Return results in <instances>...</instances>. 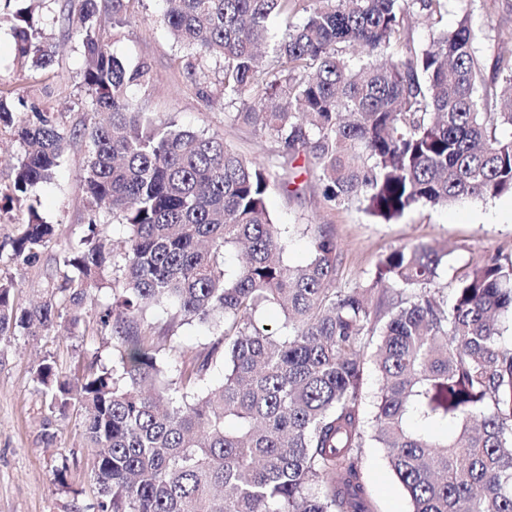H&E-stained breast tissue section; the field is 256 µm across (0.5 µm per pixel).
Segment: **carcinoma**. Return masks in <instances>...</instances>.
<instances>
[{"label": "carcinoma", "instance_id": "obj_1", "mask_svg": "<svg viewBox=\"0 0 512 512\" xmlns=\"http://www.w3.org/2000/svg\"><path fill=\"white\" fill-rule=\"evenodd\" d=\"M73 33L93 113L84 125L82 182L91 204L126 228L108 243L97 220L63 257L41 301L16 302L0 279V338L61 333L90 320L119 358L66 373L44 358L33 380L48 409L83 412L96 449L95 512H372L359 459L384 449L410 512H512V257L488 255L456 277L452 299L434 288L443 255L428 245L390 250L365 287L339 288L341 249L318 226L302 265L284 258L288 227L266 198L299 158L326 201L356 203L390 222L423 205L512 193V49L486 77L470 14L403 43L419 10L437 25L447 0H162V23L187 51L222 61L233 118L278 145L277 171L224 141L144 112L129 95L151 80L126 67L100 35L97 0H79ZM133 0H112L126 25ZM29 3L11 24L18 53L39 68L55 51ZM301 13L277 41L274 14ZM358 46L349 57L345 46ZM0 126L23 152L13 193L51 180L66 135L47 113H16L0 98ZM55 228L32 216L11 260L36 263ZM236 253L237 264L225 256ZM116 288L102 294L107 281ZM283 313L275 331L256 316ZM213 328L203 358L149 341L147 310ZM382 378L372 423L359 398L366 365ZM224 377L209 382L217 360Z\"/></svg>", "mask_w": 512, "mask_h": 512}]
</instances>
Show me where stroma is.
<instances>
[{
  "label": "stroma",
  "mask_w": 512,
  "mask_h": 512,
  "mask_svg": "<svg viewBox=\"0 0 512 512\" xmlns=\"http://www.w3.org/2000/svg\"><path fill=\"white\" fill-rule=\"evenodd\" d=\"M77 0H47L38 17L57 46L55 64L34 68L15 50L9 24L0 25V95L13 110L37 104L54 115L67 135L65 151L50 183L41 186L32 202L12 200L13 166L21 145L10 128L0 129V277L14 279L16 300L27 304L34 289L44 286L70 243L84 236L91 218L101 220L103 237L116 240L125 229L106 222L104 209L89 204L81 186L87 146L82 135L92 115L90 97L81 83L84 60L72 31ZM159 0H136L129 26L113 30L111 17H104L102 33L112 54L125 65L147 63L153 78L149 84L131 87L130 93L143 111L154 118L218 137L247 160L271 165L275 145L253 128L234 120L242 102H225L219 82L221 62L190 55L169 35L160 20ZM471 14L479 32V54L485 67H492L503 49V39L512 34V0H448L442 27L455 29L463 14ZM204 68L210 80L199 87L191 70ZM268 208L277 223L289 229L285 257L300 265L310 257L311 225H323L341 248L339 283L367 284L377 263L391 249L425 243L444 250L446 256L436 282L451 293L454 275L465 265L485 255L512 254V194L468 200L451 207H419L390 224L381 223L357 205L330 206L322 186L304 169L286 180L272 183ZM54 225L56 234L39 263L31 268L10 264L12 241L25 228L29 209ZM213 335L192 323L175 336L155 339L160 355L172 349L188 356L205 355ZM110 335L95 324L82 321L67 337L48 335L38 339L11 336L0 339V512H65L69 504L88 507L96 491L89 481L94 460L92 449L81 438L80 410L50 416L49 399L32 380L31 367L39 359L55 360L62 370L93 358L112 361ZM67 464L65 487L53 484V471ZM360 468L375 505V512H409L410 503L394 478L381 448L363 450Z\"/></svg>",
  "instance_id": "stroma-1"
}]
</instances>
